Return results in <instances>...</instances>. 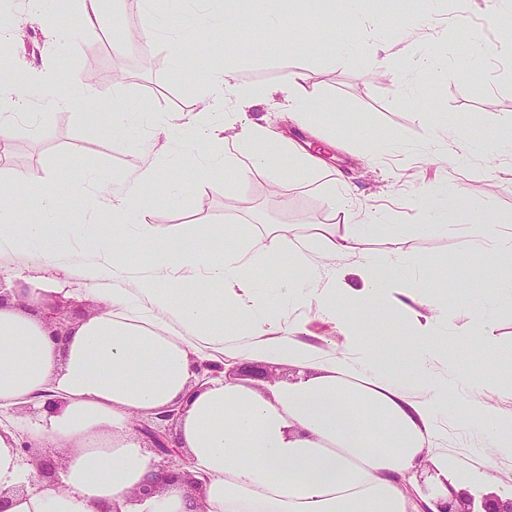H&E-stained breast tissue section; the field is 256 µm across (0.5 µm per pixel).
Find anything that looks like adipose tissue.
Returning <instances> with one entry per match:
<instances>
[{
  "instance_id": "obj_1",
  "label": "adipose tissue",
  "mask_w": 512,
  "mask_h": 512,
  "mask_svg": "<svg viewBox=\"0 0 512 512\" xmlns=\"http://www.w3.org/2000/svg\"><path fill=\"white\" fill-rule=\"evenodd\" d=\"M208 9L182 40L236 23L251 5L262 29L290 26L283 0H203ZM214 110L186 121L203 151L198 161L212 178L245 179L267 165L271 147L298 175L318 160L282 134L255 125L241 143L225 148L219 119L226 104L244 97L231 69L210 74ZM147 105L115 108L99 102L85 124L123 147L134 137L132 119ZM154 166L139 167L121 194L102 189L112 212V236H90L96 263L89 284L112 280L99 315L80 321L72 335L51 338L42 319L45 287L26 301L0 306V405L30 403L28 433L68 446L54 481L35 479L15 433H0V512H421L453 493L474 499L512 498V478L492 480L493 468L512 469V351L498 346L492 314L474 305L458 331L478 354L462 364L449 348L450 289L460 268H429L417 287L400 257L403 229L385 213L352 207L345 187L332 188L331 209L342 227L319 225L288 237L270 228L250 234L230 224L194 225L169 233L138 221L143 185ZM16 192L0 195V252L26 250L53 268L81 229L63 197H78L80 182L32 183L14 177ZM29 201L20 209L19 197ZM427 231L452 234L468 226V250L493 269V290L512 296V226L491 218L472 223L460 188L428 186L416 196ZM340 256L357 259L359 289L345 287ZM315 309L338 322L343 348L303 339L288 312ZM400 323L403 336L382 334ZM272 360L297 369L293 381L257 387L228 378L197 384L204 363ZM180 405L172 438L185 449L198 488L169 482L131 431L135 419ZM477 434L475 464H463L440 427ZM432 466L436 484L413 493L412 479Z\"/></svg>"
}]
</instances>
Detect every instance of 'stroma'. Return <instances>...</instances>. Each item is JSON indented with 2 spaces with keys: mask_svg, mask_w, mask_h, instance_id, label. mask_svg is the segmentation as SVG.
Listing matches in <instances>:
<instances>
[{
  "mask_svg": "<svg viewBox=\"0 0 512 512\" xmlns=\"http://www.w3.org/2000/svg\"><path fill=\"white\" fill-rule=\"evenodd\" d=\"M7 5L12 32L0 42L11 60L0 65V79L19 68L31 74L27 90L39 123L15 125L8 150L0 153V192L10 190L18 171L37 182H65L80 170H94L98 180L83 185L79 201L90 232L112 233L111 215L96 207L100 187L121 189L133 174L131 151L113 147L84 124L81 114L94 99L125 107L149 104L153 116L139 137L149 148L144 160L157 167L159 177L144 188L148 204L140 218L164 231L236 224L256 232L279 226L302 235L311 224H338L342 216L326 199L340 176L349 183L357 209L384 210L390 223L407 227L400 250L416 267L441 266L452 255L466 268L482 263L465 250L466 231L454 236L420 231L427 218L414 199L429 183L444 180L463 189L475 216L512 222V155L492 160L478 155L466 167L446 159L452 147L449 128L470 135L512 126V27L489 16L486 0H365L364 10L389 24L364 36L347 35L326 9L301 0L298 29L259 38L247 24L216 34L206 44L209 53L226 52L235 82L250 92L246 104L226 106L225 141H236L249 124H269L312 144L321 161L313 177L300 179L273 150L266 170L230 181L202 177L191 163L200 149L183 127L205 107L209 62L185 73L174 57L191 52V44L167 35L145 45L135 41L132 32L144 20L139 0H112L109 13L93 28L79 24L77 0H44L36 14L24 0H7ZM399 19L406 21L405 29L394 28ZM473 35L497 46V53L465 57L462 43ZM436 49L445 54V65L425 68L423 58ZM340 51L346 56L341 63L334 58ZM380 57L390 73L371 77ZM296 71L306 74V85L322 107L308 127L291 120L279 91L285 75ZM90 72L97 80L86 96L76 81ZM92 263L83 235L72 236L53 273L62 290L47 298V305L96 315L102 304L87 291L85 277ZM44 275L25 251L0 255L1 287L34 288Z\"/></svg>",
  "mask_w": 512,
  "mask_h": 512,
  "instance_id": "stroma-1",
  "label": "stroma"
}]
</instances>
